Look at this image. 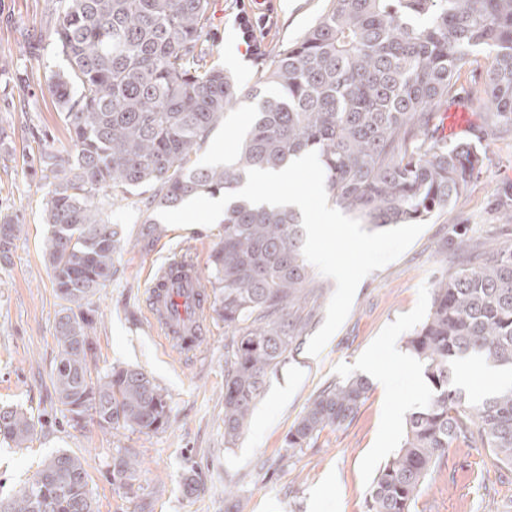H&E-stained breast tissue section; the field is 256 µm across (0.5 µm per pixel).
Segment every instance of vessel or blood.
Here are the masks:
<instances>
[{
    "mask_svg": "<svg viewBox=\"0 0 512 512\" xmlns=\"http://www.w3.org/2000/svg\"><path fill=\"white\" fill-rule=\"evenodd\" d=\"M149 293L150 314L166 340H173L184 322L201 328L199 315L206 304L195 264L180 265L174 272L166 268L157 271L150 279Z\"/></svg>",
    "mask_w": 512,
    "mask_h": 512,
    "instance_id": "1",
    "label": "vessel or blood"
}]
</instances>
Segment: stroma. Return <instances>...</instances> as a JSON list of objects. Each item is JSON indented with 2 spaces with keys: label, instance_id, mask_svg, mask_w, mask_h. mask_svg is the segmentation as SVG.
Listing matches in <instances>:
<instances>
[{
  "label": "stroma",
  "instance_id": "35a3bbf8",
  "mask_svg": "<svg viewBox=\"0 0 512 512\" xmlns=\"http://www.w3.org/2000/svg\"><path fill=\"white\" fill-rule=\"evenodd\" d=\"M273 22L262 33L263 59L247 55L235 17L239 0H210L208 61L240 85H252L276 51L299 39L322 14L326 0H264ZM57 0H0V219L18 231L9 262L0 263V406L32 416L36 430L27 447L0 440V499L10 498L42 461L65 451L78 456L89 475L97 512H226L232 487L242 512H365V497L378 471L397 451L405 422L431 392L421 362L405 346L425 320L433 283L462 259L456 235L466 231L488 252L512 244V134H485V115L471 92L483 89L490 64L479 56L463 72L447 110L464 109L467 127L459 140L475 143L484 167L453 207L435 214L396 261L359 284L348 317L319 356L308 354L323 324L335 283L318 276L322 291L313 317L284 362L269 373L250 423L234 447L224 445V323L206 311L204 342L171 355L151 321L148 277L164 263L192 254L201 278L221 225L165 226L151 249L139 244L148 217L143 205L153 187L139 189L108 210L123 225L126 247L114 257L110 282L91 296L95 315L93 374L113 366L142 369L167 391L164 429L140 433L101 429L93 418L71 420L59 404L51 375L61 347L56 325L65 306L43 255L48 229L44 209L53 177L38 158L69 147L70 139L48 85L67 62L54 41ZM252 102L228 109L209 133L198 161L221 165L229 143L248 128ZM371 357L366 398L355 418L324 429L302 449L285 439L310 401L327 386L363 375ZM139 451L134 479L112 475L125 449ZM198 489L185 491L187 477ZM415 512H512V469L482 447L449 449L440 468L420 488Z\"/></svg>",
  "mask_w": 512,
  "mask_h": 512
}]
</instances>
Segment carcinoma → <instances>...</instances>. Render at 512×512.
<instances>
[{
  "label": "carcinoma",
  "mask_w": 512,
  "mask_h": 512,
  "mask_svg": "<svg viewBox=\"0 0 512 512\" xmlns=\"http://www.w3.org/2000/svg\"><path fill=\"white\" fill-rule=\"evenodd\" d=\"M55 30L68 69L49 91L76 148L41 154L53 173L43 252L58 294L81 307L112 279L124 229L97 199L151 185L158 212L201 194L234 191L252 168L281 170L318 154L325 185L340 208L376 228L424 223L451 206L484 165L468 142L424 148L442 106L457 96L461 72L492 57L476 93L490 131L512 132V0H327L304 35L275 56L242 90L206 62L210 0H59ZM273 87L268 95L265 89ZM257 100L251 124L222 168L193 156L224 112ZM143 249L162 233L149 217ZM211 255L213 308L231 330L224 354V444L248 424L268 373L308 325L294 311L315 294L303 256L305 231L292 208L238 199L224 210ZM17 225L0 221V260H10ZM94 320L65 313L52 382L71 418L97 416L103 429L156 432L168 421L167 392L138 368L114 366L92 379ZM431 387L426 405L406 419L403 441L379 468L366 512H412L425 478L461 441L490 450L512 467V385L468 403L455 386L462 361L477 356L512 372V245L434 281L428 314L405 342ZM368 391L351 377L322 390L288 432L304 448L327 427L352 420ZM33 420L0 407V437L21 448ZM137 454L114 463L134 478ZM89 475L77 456L58 453L0 512H95Z\"/></svg>",
  "instance_id": "cac0c4a2"
}]
</instances>
